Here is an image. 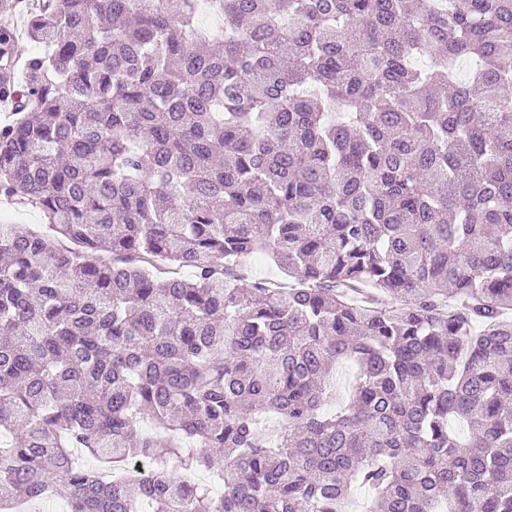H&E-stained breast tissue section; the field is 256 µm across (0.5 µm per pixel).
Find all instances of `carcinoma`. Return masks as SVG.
<instances>
[{
    "label": "carcinoma",
    "mask_w": 512,
    "mask_h": 512,
    "mask_svg": "<svg viewBox=\"0 0 512 512\" xmlns=\"http://www.w3.org/2000/svg\"><path fill=\"white\" fill-rule=\"evenodd\" d=\"M25 35L0 512H512V0H46ZM0 219L16 224L18 230L23 232L41 227L44 223L43 215L38 209L4 197H0Z\"/></svg>",
    "instance_id": "1"
}]
</instances>
